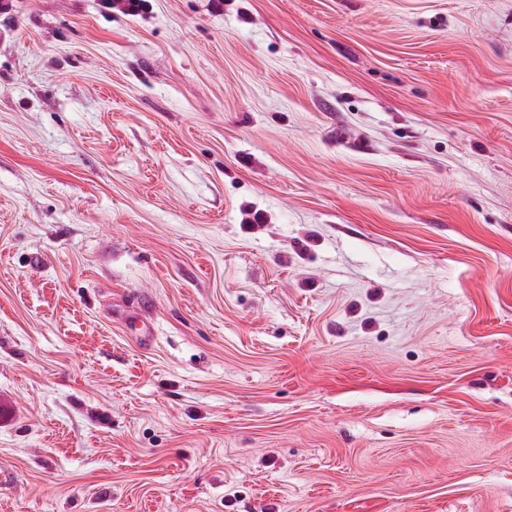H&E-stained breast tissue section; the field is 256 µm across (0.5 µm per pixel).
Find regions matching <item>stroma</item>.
<instances>
[{
    "instance_id": "35a3bbf8",
    "label": "stroma",
    "mask_w": 512,
    "mask_h": 512,
    "mask_svg": "<svg viewBox=\"0 0 512 512\" xmlns=\"http://www.w3.org/2000/svg\"><path fill=\"white\" fill-rule=\"evenodd\" d=\"M0 512H512V0L0 13Z\"/></svg>"
}]
</instances>
